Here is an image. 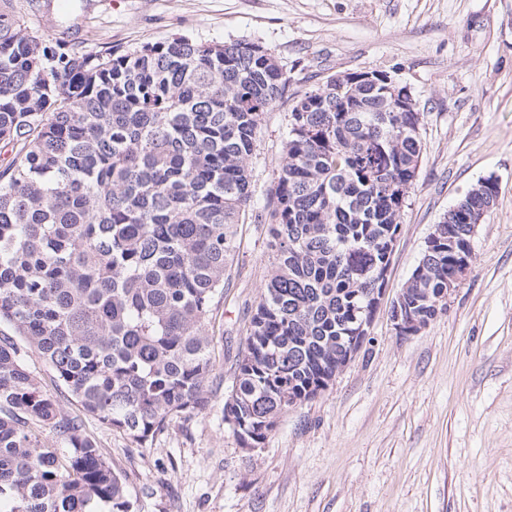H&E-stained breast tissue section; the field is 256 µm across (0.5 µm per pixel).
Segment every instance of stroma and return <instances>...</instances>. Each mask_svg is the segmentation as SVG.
<instances>
[{
  "instance_id": "stroma-1",
  "label": "stroma",
  "mask_w": 512,
  "mask_h": 512,
  "mask_svg": "<svg viewBox=\"0 0 512 512\" xmlns=\"http://www.w3.org/2000/svg\"><path fill=\"white\" fill-rule=\"evenodd\" d=\"M26 13L50 39L85 49L180 35L258 43L292 93L337 73L386 71L423 116L419 173L369 339L327 390L281 417L262 448L242 450L224 422L272 262L250 222L210 325L206 413L174 420L150 448L85 417L136 512H512V0H28ZM289 112L277 104L258 135L255 204L281 165ZM486 178L498 196L471 239L470 270L421 333L398 335L390 308L427 237ZM20 350L60 409L79 413L45 361Z\"/></svg>"
}]
</instances>
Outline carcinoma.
Instances as JSON below:
<instances>
[{"instance_id": "1", "label": "carcinoma", "mask_w": 512, "mask_h": 512, "mask_svg": "<svg viewBox=\"0 0 512 512\" xmlns=\"http://www.w3.org/2000/svg\"><path fill=\"white\" fill-rule=\"evenodd\" d=\"M288 93L259 44L185 36L78 50L0 0V325L86 414L138 448L206 411L214 311L252 207L265 115ZM421 113L384 86L292 94L282 164L254 210L273 254L224 401L259 448L336 374L374 310L421 160ZM498 190L444 214L400 296L423 321ZM53 428L58 445L40 439ZM0 512H134L121 474L0 337Z\"/></svg>"}]
</instances>
